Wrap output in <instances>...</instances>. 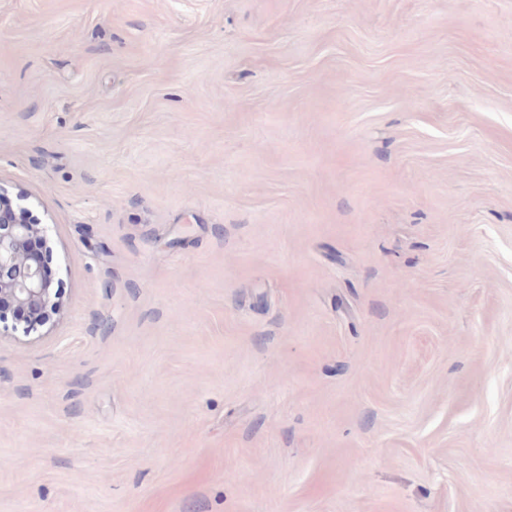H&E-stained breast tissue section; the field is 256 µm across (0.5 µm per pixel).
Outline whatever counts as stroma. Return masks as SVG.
I'll use <instances>...</instances> for the list:
<instances>
[{"instance_id":"stroma-1","label":"stroma","mask_w":512,"mask_h":512,"mask_svg":"<svg viewBox=\"0 0 512 512\" xmlns=\"http://www.w3.org/2000/svg\"><path fill=\"white\" fill-rule=\"evenodd\" d=\"M0 512H512V0H0ZM14 202L0 183V338L40 336L49 313L58 314L64 302L54 287L46 228L31 206Z\"/></svg>"}]
</instances>
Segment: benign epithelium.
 Here are the masks:
<instances>
[{
  "label": "benign epithelium",
  "instance_id": "obj_1",
  "mask_svg": "<svg viewBox=\"0 0 512 512\" xmlns=\"http://www.w3.org/2000/svg\"><path fill=\"white\" fill-rule=\"evenodd\" d=\"M0 183V338H29L64 302L54 287L46 228L25 204Z\"/></svg>",
  "mask_w": 512,
  "mask_h": 512
}]
</instances>
